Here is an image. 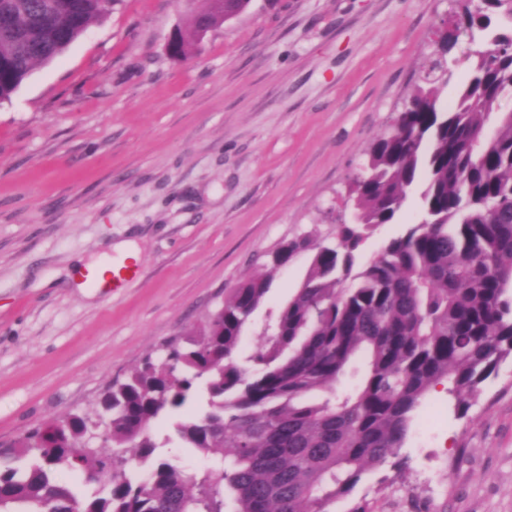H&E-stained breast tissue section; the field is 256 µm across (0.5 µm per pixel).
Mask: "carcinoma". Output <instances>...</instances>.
<instances>
[{
    "instance_id": "cac0c4a2",
    "label": "carcinoma",
    "mask_w": 512,
    "mask_h": 512,
    "mask_svg": "<svg viewBox=\"0 0 512 512\" xmlns=\"http://www.w3.org/2000/svg\"><path fill=\"white\" fill-rule=\"evenodd\" d=\"M239 14L249 0H208L194 33L216 27V3ZM412 94L366 151L344 206L354 220L334 240L285 241L273 268L309 257L304 279L271 333L238 363L241 333L270 290L269 275L242 281L198 327L147 357L74 414L0 446V512L50 502L52 512H327L365 473L399 458L412 413L429 391L447 392L465 415L480 385L512 359V32L475 53L447 108L437 105L447 63L465 32L512 25V0H458ZM15 16L0 29V102L34 68L61 55L111 13L105 0H0ZM421 186L423 219L358 262L373 228L395 221ZM356 387L336 382L356 360ZM208 409L175 424L188 448L222 455L219 466L184 468L154 457L151 425L182 408L199 385ZM111 420L109 448L91 438ZM149 467L134 481L129 468ZM108 476L79 498L56 475Z\"/></svg>"
}]
</instances>
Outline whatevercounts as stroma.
Instances as JSON below:
<instances>
[{
  "label": "stroma",
  "mask_w": 512,
  "mask_h": 512,
  "mask_svg": "<svg viewBox=\"0 0 512 512\" xmlns=\"http://www.w3.org/2000/svg\"><path fill=\"white\" fill-rule=\"evenodd\" d=\"M203 0H122L0 103V444L97 409L104 389L201 324L284 241L326 231L349 177L409 92L456 0H251L170 55ZM485 33L463 36L440 105L467 79ZM411 192L360 258L419 222ZM132 242L140 277L103 296L86 265ZM270 274L242 333L250 354L303 279ZM198 394L152 427L156 453L203 455L176 435ZM400 456L329 512H512V359L467 415L443 389L411 418Z\"/></svg>",
  "instance_id": "1"
}]
</instances>
